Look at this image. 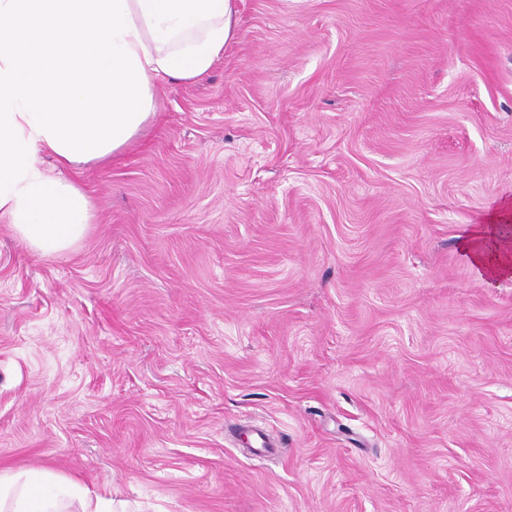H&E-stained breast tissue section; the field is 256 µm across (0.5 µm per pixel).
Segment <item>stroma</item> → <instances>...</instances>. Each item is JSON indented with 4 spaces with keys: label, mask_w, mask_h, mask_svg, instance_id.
Instances as JSON below:
<instances>
[{
    "label": "stroma",
    "mask_w": 512,
    "mask_h": 512,
    "mask_svg": "<svg viewBox=\"0 0 512 512\" xmlns=\"http://www.w3.org/2000/svg\"><path fill=\"white\" fill-rule=\"evenodd\" d=\"M62 257L0 219V473L130 512H512V0H238ZM278 441L261 455L237 438ZM503 221L510 223L509 204L502 205L482 223L471 224L460 240L461 252L480 274L494 278L512 274L510 224H498Z\"/></svg>",
    "instance_id": "35a3bbf8"
}]
</instances>
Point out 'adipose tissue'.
I'll list each match as a JSON object with an SVG mask.
<instances>
[{
	"mask_svg": "<svg viewBox=\"0 0 512 512\" xmlns=\"http://www.w3.org/2000/svg\"><path fill=\"white\" fill-rule=\"evenodd\" d=\"M136 25L126 42L141 61L149 86L173 78L196 81L209 73L235 35L237 0H126ZM36 159L27 178L8 193L0 217L31 252L62 256L81 242L94 222L89 196L63 172L73 163L54 152L44 136L34 139ZM54 161L46 169L44 157ZM512 206L474 224L460 240L478 273L512 275V230L503 220ZM0 512H127L125 503L94 493L79 481L47 470L0 475Z\"/></svg>",
	"mask_w": 512,
	"mask_h": 512,
	"instance_id": "ef3b65f1",
	"label": "adipose tissue"
}]
</instances>
